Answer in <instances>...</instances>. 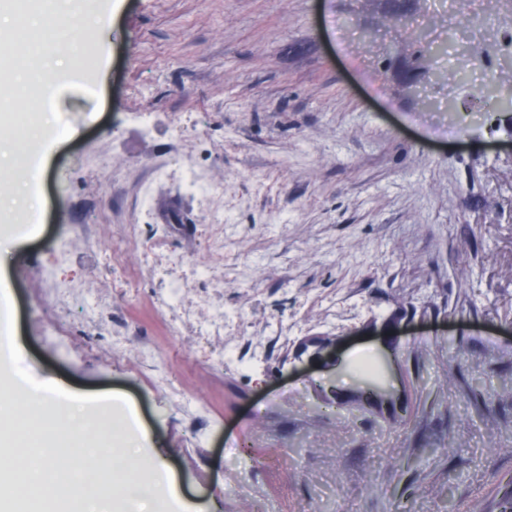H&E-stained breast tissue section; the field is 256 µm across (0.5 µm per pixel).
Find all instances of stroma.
I'll return each mask as SVG.
<instances>
[{
	"label": "stroma",
	"mask_w": 512,
	"mask_h": 512,
	"mask_svg": "<svg viewBox=\"0 0 512 512\" xmlns=\"http://www.w3.org/2000/svg\"><path fill=\"white\" fill-rule=\"evenodd\" d=\"M496 14L475 0L451 15L428 0H124L105 72L77 76L98 97L57 98L77 134L48 150L42 228L11 253L25 367L129 397L83 417L133 454L138 418L186 497L218 512H248L243 470L258 500L287 473L288 512H479L512 479V108L478 95L512 68V30L494 26L481 77L446 72ZM415 17L421 41L402 27ZM388 26L382 41L347 33ZM177 288L199 311L182 317ZM401 307L413 320L391 352L375 327ZM313 335L343 338L340 366L290 374L284 356ZM115 346L125 358L103 361ZM365 360L402 387L396 407L325 411L316 382L351 397ZM160 364L216 425L166 395Z\"/></svg>",
	"instance_id": "1"
}]
</instances>
